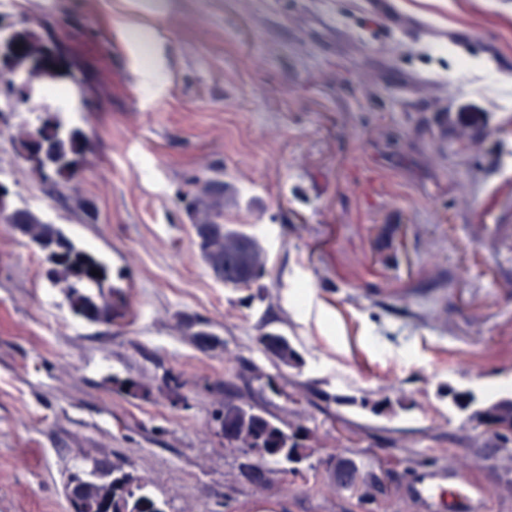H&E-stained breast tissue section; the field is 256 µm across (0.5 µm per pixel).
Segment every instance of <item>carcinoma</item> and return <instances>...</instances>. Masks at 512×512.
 <instances>
[{
    "instance_id": "cac0c4a2",
    "label": "carcinoma",
    "mask_w": 512,
    "mask_h": 512,
    "mask_svg": "<svg viewBox=\"0 0 512 512\" xmlns=\"http://www.w3.org/2000/svg\"><path fill=\"white\" fill-rule=\"evenodd\" d=\"M83 133L74 129L68 135L48 132L43 149L49 173L37 171L49 193L72 180L79 167ZM192 203L201 257L213 276L233 288L250 284L262 273L267 255L248 235L224 223V182L218 178H196L192 181ZM0 223L10 225L26 237L47 263L46 276L61 288L71 311L91 322L112 320L110 265L92 250L76 244L63 228L43 219L24 207L14 214L0 206ZM98 274L93 275L91 271ZM265 354L278 367L297 369L301 357L291 341L282 333H265L259 337ZM487 422L512 421V396L483 403ZM236 438L240 448H276L286 459L296 454L308 457L318 447L316 434L308 428L276 421L264 409L250 406L238 408L235 417ZM83 512H164L162 503L146 489V484L120 468L99 469L78 488Z\"/></svg>"
}]
</instances>
